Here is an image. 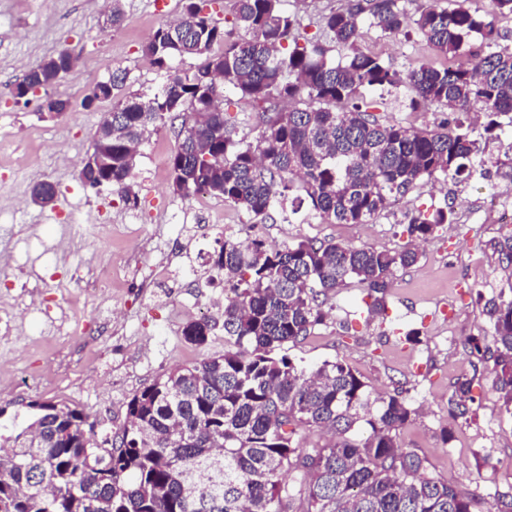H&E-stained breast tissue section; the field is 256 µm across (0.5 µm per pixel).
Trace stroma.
<instances>
[{
    "label": "stroma",
    "mask_w": 512,
    "mask_h": 512,
    "mask_svg": "<svg viewBox=\"0 0 512 512\" xmlns=\"http://www.w3.org/2000/svg\"><path fill=\"white\" fill-rule=\"evenodd\" d=\"M109 0H0V220L9 222L21 243L10 252L9 277L35 287V297L0 291V310L24 303L39 304L41 295L55 294L51 271L37 261L41 243L63 245V259L81 264L95 275L111 259L160 261L172 276L162 288L143 291L134 274L112 286L108 303L85 302L80 289L58 302L54 315L67 321L85 310L88 321L105 323L109 337L56 336L41 315H23L0 350V403L10 412H25L29 402H65L83 409L97 434L122 422L128 398L170 370L224 351V331L215 328L206 345L186 342L183 322L171 319L174 304L217 303L226 290L223 278L205 283L192 269L208 262L216 232L200 231L203 216L195 197L171 188L169 160L177 147L172 130L153 133L140 149L134 190L136 207H129L106 186L89 188L78 178L80 162L111 102L83 105L93 85L113 71L127 73L125 93L149 97L168 74L144 56L141 48L163 23L177 17L181 0H122L124 22L105 24ZM361 50L379 56L393 69L410 61L434 60L416 35L381 36L362 29ZM68 49L75 68L48 92L25 98L14 94L24 72L43 58ZM69 100L60 116L42 108L45 96ZM374 114L383 122L399 121L434 128L447 114L437 107L408 109L399 90H375ZM487 165L468 181H448L437 187L419 186L366 224H306L301 215L276 213L266 224L223 199L211 198L213 223L239 238H259L281 247L302 240H332L348 246L395 250L409 242L404 230L408 214L453 209L456 220L435 228L420 247L418 262L399 271L386 291L385 303L373 309L367 288L358 283L329 293L328 316L311 336L289 345L297 363L314 367L325 361L348 364L369 391H400L416 409L413 421L400 433L403 446L427 458L432 470L460 492L491 500L512 491V415L496 389L491 364L478 363L464 342L476 337L491 342V327L483 302L507 286V272L495 260L490 242L512 231L489 206L494 185L512 171V135L484 145ZM52 183L53 204L31 200L33 186ZM142 225L141 237L111 242L85 240L84 224ZM473 382V403L466 415H453L448 401L458 379ZM453 434L442 443L441 428Z\"/></svg>",
    "instance_id": "stroma-1"
}]
</instances>
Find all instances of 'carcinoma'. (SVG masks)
<instances>
[{
  "instance_id": "cac0c4a2",
  "label": "carcinoma",
  "mask_w": 512,
  "mask_h": 512,
  "mask_svg": "<svg viewBox=\"0 0 512 512\" xmlns=\"http://www.w3.org/2000/svg\"><path fill=\"white\" fill-rule=\"evenodd\" d=\"M281 0H233L234 40L204 11L182 0L179 18L157 28L143 52L173 71L150 98L119 95L126 81L112 73L84 100L112 101V128L101 120L79 179L107 184L137 205L136 158L151 132L176 130L171 187L184 197H221L263 224L286 195L299 191L319 224H366L397 197L421 185L464 180L485 165L481 141L512 127V49L500 45L498 18L512 0H490L482 15L459 4L421 8L409 20L401 0H356L323 17V33L347 51L307 39L282 43L300 22ZM384 36L413 23L421 40L445 60L410 63L400 73L358 42L363 21ZM188 58L200 63L184 71ZM72 70L65 50L29 67L16 85L51 87ZM263 109L251 140L237 137L217 109L212 76ZM402 90L413 111L435 105L455 117L433 129L382 123L367 93ZM453 210L420 212L408 235L424 240ZM210 256L234 298L219 313L224 354L162 375L127 402L122 424L98 437L83 410L32 402L34 420L16 435L0 434V512H477L466 496L399 442L415 410L395 392L371 395L341 361L307 370L284 346L323 324V296L355 279L380 307L396 273L420 253L301 241L270 250L260 239L218 240ZM512 271V233L491 243ZM483 314L492 344L467 340L479 362H493L496 384L512 414V282L488 299ZM209 318L184 338L204 345ZM471 380H458L448 404L464 416ZM331 434L307 446L298 429ZM487 512H512V493H495Z\"/></svg>"
}]
</instances>
